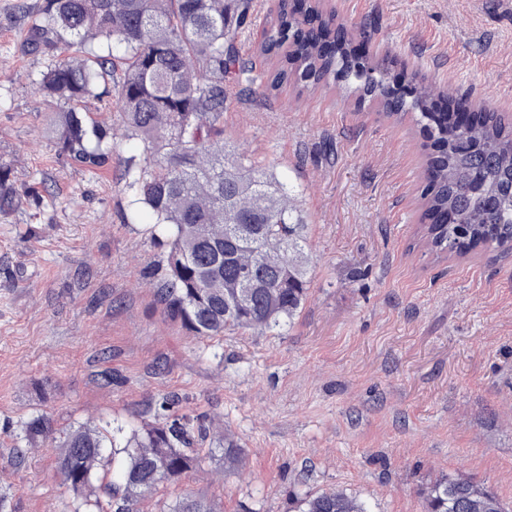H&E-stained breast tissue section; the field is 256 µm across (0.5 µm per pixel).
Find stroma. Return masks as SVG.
Returning <instances> with one entry per match:
<instances>
[{
	"mask_svg": "<svg viewBox=\"0 0 512 512\" xmlns=\"http://www.w3.org/2000/svg\"><path fill=\"white\" fill-rule=\"evenodd\" d=\"M43 0H0V161L41 205L0 216V489L16 512H70L49 447L18 449V425L58 430L140 423L145 401L183 397L224 422L244 451L216 479L187 473L143 512L183 492L222 512H290L294 497L336 489L368 512H423L444 475L512 504V256L436 257L416 242L431 150L411 117L385 118L343 83L272 90L256 47L278 0H253L228 74V146L293 186L307 224L309 291L282 327L199 339L165 317L153 285L163 249L152 214L132 208L124 162L95 170L61 154L34 82L51 53L24 46ZM335 26L365 37L390 76L416 75L444 101L512 115V0H325ZM112 370L104 385L99 372Z\"/></svg>",
	"mask_w": 512,
	"mask_h": 512,
	"instance_id": "stroma-1",
	"label": "stroma"
}]
</instances>
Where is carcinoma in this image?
Returning <instances> with one entry per match:
<instances>
[{
    "label": "carcinoma",
    "instance_id": "1",
    "mask_svg": "<svg viewBox=\"0 0 512 512\" xmlns=\"http://www.w3.org/2000/svg\"><path fill=\"white\" fill-rule=\"evenodd\" d=\"M296 17L294 0H279L278 23L260 46L280 55L272 89L291 80L315 91L337 79L361 98L380 101L387 116L412 114L432 139L425 162L421 241L438 256L478 247L512 250V123L494 112L460 126L433 112L435 92L411 83L400 93L380 60L355 54L336 36L333 16L317 3ZM251 23L250 0H44L29 24L26 44L57 56L36 89L53 108L50 126L60 151L91 169L114 149L110 128L89 120L78 105L102 83L111 87L120 125L140 140L145 158L125 161L130 202L155 216L152 232L166 246L158 265L156 302L164 314L199 338L230 327L271 330L293 318L308 294V255L302 211L274 173L224 141L229 95L224 77L246 72L235 43ZM0 163V215L32 190L19 189ZM453 215L452 223L444 216ZM182 398H152L142 425L107 430L82 422L60 435L46 413L19 425L29 448L58 449L59 472L74 494L73 512H140L161 484L209 460L224 475L239 462L233 439L212 433L181 412ZM112 472L108 500L91 498L94 480ZM426 512H505L497 493L470 478L443 476L427 491ZM159 512H220L190 493L164 501ZM293 512H367L363 502L336 491L293 500Z\"/></svg>",
    "mask_w": 512,
    "mask_h": 512
}]
</instances>
